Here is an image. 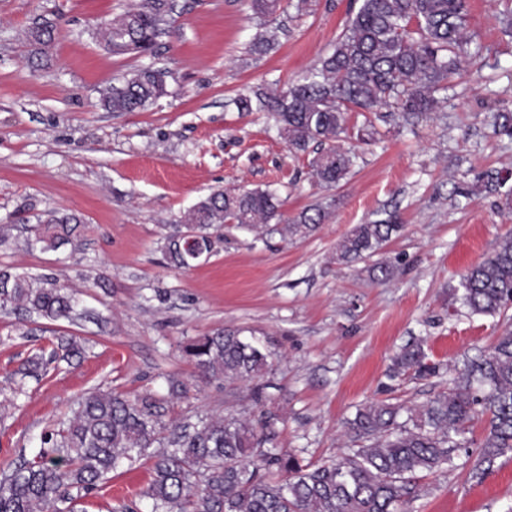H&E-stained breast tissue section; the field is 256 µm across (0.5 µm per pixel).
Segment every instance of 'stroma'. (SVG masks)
Masks as SVG:
<instances>
[{"mask_svg": "<svg viewBox=\"0 0 512 512\" xmlns=\"http://www.w3.org/2000/svg\"><path fill=\"white\" fill-rule=\"evenodd\" d=\"M135 0H0V267L50 275L69 286L73 320L0 309V467L33 458L43 433L100 389L170 399L177 419L266 410L275 444L302 463L355 447L347 422L372 402L412 406L447 390L464 357L492 345L503 326L469 315L454 295L467 268L512 233V203L484 190L490 170H512V136L495 117L512 112V0H468L467 31L483 53L440 93L415 132L379 126L368 142L345 139L359 160L338 186L312 177L274 121L230 101L276 89L315 68L341 34L352 0H282L278 41L251 54L260 29L249 0H176L155 55L115 57L103 20ZM53 21L49 62L34 70L25 31ZM168 73L166 96L139 112L98 105L113 79L139 66ZM226 187L275 189L284 218L323 205L311 236L258 237L228 225L207 261L170 266L165 227ZM55 210L83 224L57 250L27 244L28 226ZM395 213L401 226L382 256L394 277L374 281L365 261L336 260L355 225ZM221 328L267 344L271 365L248 383L200 382L181 348ZM83 346L65 359L63 340ZM422 342L438 375L395 374L394 358ZM41 355L39 376L23 363ZM185 393L170 398L171 382ZM261 402H254L253 390ZM150 463L120 468L96 490L75 492L73 512H151ZM512 457L482 482L464 459L427 476L413 512H507Z\"/></svg>", "mask_w": 512, "mask_h": 512, "instance_id": "1", "label": "stroma"}]
</instances>
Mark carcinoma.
<instances>
[{
  "label": "carcinoma",
  "instance_id": "obj_1",
  "mask_svg": "<svg viewBox=\"0 0 512 512\" xmlns=\"http://www.w3.org/2000/svg\"><path fill=\"white\" fill-rule=\"evenodd\" d=\"M281 0H249L263 30L251 52L272 49L269 29ZM345 30L319 66L284 90L257 89L233 99L239 112H267L295 153L320 149L309 162L312 175L335 186L354 166L356 155L336 141L348 135L350 114L413 126L435 111V93L461 75L482 46L466 36L467 0H355ZM176 11L173 0H138L104 27L114 56L152 55L162 25ZM56 27L45 21L28 31L34 46L29 63L48 62ZM167 95L165 72L133 68L102 91L100 105L111 112H137ZM326 219L324 208L301 212L282 223L274 191L268 188L214 190L193 205L182 224L165 236L168 261L184 269L182 235L192 229L208 251L217 231L234 224L260 236L303 239ZM81 220L49 211L31 228V243L54 250L80 234ZM401 225L392 219L357 225L338 245L336 258L350 264L379 254ZM459 300L475 316L497 317L512 301V234L462 276ZM35 313L49 320H71L75 300L54 276L32 277L0 269V308ZM182 351L205 378L248 382L269 366L272 352L240 329H218L184 344ZM396 368L419 377L439 373L426 362L423 345L406 347ZM406 420L400 422L401 413ZM485 421V434L469 475L478 482L496 461L512 454V328L493 345L463 359L452 387L415 408L373 403L351 422L353 438L368 445L349 448L337 459L303 465L298 458L267 447L275 415L257 420L237 417L168 418L166 401L151 394H84L71 417L41 437L37 460L0 470V512H69L71 491L91 492L118 468L151 461L145 496L152 512H411L420 480L453 465L458 453L470 455L474 440L468 424Z\"/></svg>",
  "mask_w": 512,
  "mask_h": 512
}]
</instances>
